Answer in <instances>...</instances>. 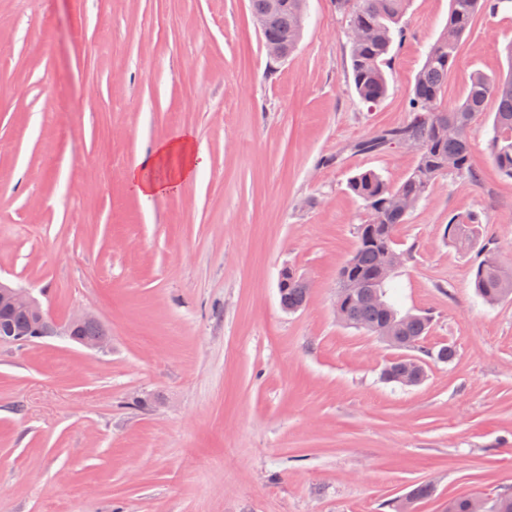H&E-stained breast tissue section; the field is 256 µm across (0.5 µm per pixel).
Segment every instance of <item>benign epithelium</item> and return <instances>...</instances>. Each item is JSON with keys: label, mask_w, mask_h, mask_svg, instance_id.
<instances>
[{"label": "benign epithelium", "mask_w": 512, "mask_h": 512, "mask_svg": "<svg viewBox=\"0 0 512 512\" xmlns=\"http://www.w3.org/2000/svg\"><path fill=\"white\" fill-rule=\"evenodd\" d=\"M15 308H22L30 312L32 322L29 328H19L8 319L9 312ZM96 321H98V318L94 314L80 312L70 316L65 324L60 326L50 317L42 303L28 290L0 280V343L24 344L33 337L43 339L52 336H64L83 348L103 350L109 344L107 331H101L98 336L91 340H85L80 336V332L86 324ZM400 332L401 324L390 321L376 333V337L391 345L395 344V340L398 339L404 344V347H411L413 345L412 340L400 335Z\"/></svg>", "instance_id": "7a95c632"}]
</instances>
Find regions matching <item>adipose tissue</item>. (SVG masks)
<instances>
[{
	"instance_id": "1",
	"label": "adipose tissue",
	"mask_w": 512,
	"mask_h": 512,
	"mask_svg": "<svg viewBox=\"0 0 512 512\" xmlns=\"http://www.w3.org/2000/svg\"><path fill=\"white\" fill-rule=\"evenodd\" d=\"M205 163L196 150L192 132L183 131L161 140L147 153L139 154L127 172V181L143 199L174 195L190 182Z\"/></svg>"
}]
</instances>
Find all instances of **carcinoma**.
<instances>
[{
    "instance_id": "carcinoma-1",
    "label": "carcinoma",
    "mask_w": 512,
    "mask_h": 512,
    "mask_svg": "<svg viewBox=\"0 0 512 512\" xmlns=\"http://www.w3.org/2000/svg\"><path fill=\"white\" fill-rule=\"evenodd\" d=\"M512 0H451L448 22L429 46L425 61L415 76L408 101L409 121L399 127L382 130L357 144V150L372 153L391 147L405 137L422 142L414 168L396 186L390 185L373 170L349 178L347 187L359 198L367 212L365 223L357 226L358 243L354 253L339 270L338 278L349 282H364L366 288H351L339 306L340 321L374 334L390 320L402 322V335L423 337L428 332L431 317L399 315L387 299L389 281L378 277L379 267L397 253L394 235L398 225L418 204L426 199L442 175L456 174L472 181L478 176L469 165L468 132L478 112L488 101L496 104L489 140L490 156L499 171L512 179V73L506 77L476 74L467 95L459 104L445 108L442 95L453 66L458 43L467 33L475 14L486 9L495 11ZM409 0H333L336 12L343 15L349 26L365 28L369 35L350 43V62L354 89L366 104L376 105L388 90L386 68L391 64L395 34ZM251 13L262 20L263 41L275 42L293 50L300 40L306 18V0H250ZM456 160L452 170L445 168L448 159ZM444 235L454 247L469 251L479 238V222L471 214L454 215L448 221ZM474 288L482 301L490 306L512 297V269L504 267L493 249H484L482 260L474 271ZM280 302L294 312L304 307L310 289L302 287L289 269L281 273ZM388 382L407 385L416 378L423 381V365L394 360L383 370ZM427 485L415 488L407 501L391 503L393 512H407L408 503L429 496ZM477 498L459 496L448 499L446 512H473Z\"/></svg>"
}]
</instances>
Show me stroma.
<instances>
[{"mask_svg":"<svg viewBox=\"0 0 512 512\" xmlns=\"http://www.w3.org/2000/svg\"><path fill=\"white\" fill-rule=\"evenodd\" d=\"M450 0H410L388 92L363 103L347 22L307 0L302 38L269 63L250 0H0V279L59 322L90 311L111 344H0V512H413L512 490V299L473 289L479 249L444 236L479 217L512 267V179L475 117L478 181L447 175L395 232L391 298L427 312L416 386L401 357L334 309L338 270L366 218L347 189L399 184L415 153L354 144L403 125ZM512 7L477 14L444 102L474 73L512 68ZM192 131L205 165L180 193L139 198L126 173ZM311 285L280 305L283 269ZM444 345L456 357H434ZM479 224L474 215H454L449 219L444 235L457 249L469 251L474 248L479 238ZM418 361L420 365L399 359L389 362L383 370V378L388 382H394L403 386H412L409 385L407 381L418 377V383L420 384L425 378V370L421 361ZM418 383L417 385H419Z\"/></svg>","mask_w":512,"mask_h":512,"instance_id":"stroma-1","label":"stroma"}]
</instances>
